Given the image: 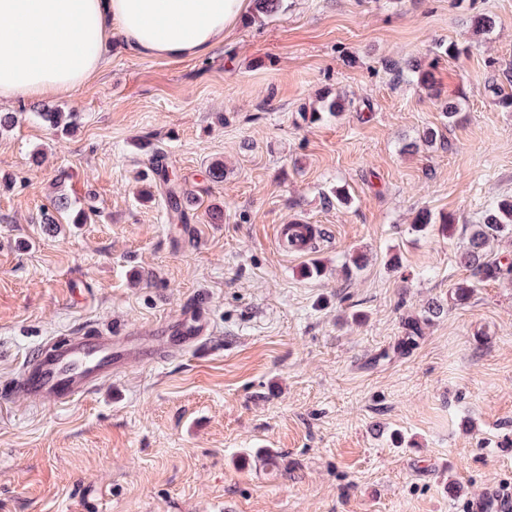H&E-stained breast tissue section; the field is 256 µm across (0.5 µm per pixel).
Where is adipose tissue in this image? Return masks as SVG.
Segmentation results:
<instances>
[{
    "mask_svg": "<svg viewBox=\"0 0 512 512\" xmlns=\"http://www.w3.org/2000/svg\"><path fill=\"white\" fill-rule=\"evenodd\" d=\"M246 0H0V99L70 95L102 70L113 38L152 57H202Z\"/></svg>",
    "mask_w": 512,
    "mask_h": 512,
    "instance_id": "obj_1",
    "label": "adipose tissue"
}]
</instances>
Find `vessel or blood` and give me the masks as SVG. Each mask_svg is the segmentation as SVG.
I'll list each match as a JSON object with an SVG mask.
<instances>
[{"mask_svg":"<svg viewBox=\"0 0 512 512\" xmlns=\"http://www.w3.org/2000/svg\"><path fill=\"white\" fill-rule=\"evenodd\" d=\"M207 330L204 310L198 306L184 312L176 333L182 345L195 346L204 341ZM112 339V334H103L97 345L83 336L66 337L59 348L28 358L14 381L0 388V399L28 395L45 404L65 406L93 392L113 373Z\"/></svg>","mask_w":512,"mask_h":512,"instance_id":"vessel-or-blood-1","label":"vessel or blood"}]
</instances>
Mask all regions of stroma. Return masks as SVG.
<instances>
[{"label": "stroma", "mask_w": 512, "mask_h": 512, "mask_svg": "<svg viewBox=\"0 0 512 512\" xmlns=\"http://www.w3.org/2000/svg\"><path fill=\"white\" fill-rule=\"evenodd\" d=\"M417 63L438 95L395 80ZM510 63L512 0H285L205 57L116 42L74 94L1 102L19 121L0 133V385L77 334L157 357L66 406L0 405V512H505L512 279L449 294L471 225L512 196V107L491 91ZM326 92L341 113L310 120ZM44 103L76 113L73 134ZM157 150L194 198L186 225L137 200ZM336 187L350 206L326 205ZM58 191L92 222L43 232ZM422 209L453 235L413 232ZM294 223L320 231L312 253L281 247ZM431 299L444 312L416 349L381 359ZM194 304L210 335L169 347Z\"/></svg>", "instance_id": "stroma-1"}]
</instances>
